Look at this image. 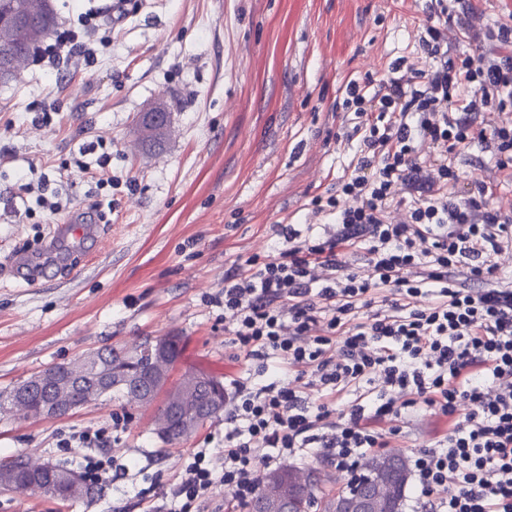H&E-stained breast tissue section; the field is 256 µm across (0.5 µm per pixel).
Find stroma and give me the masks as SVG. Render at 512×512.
I'll return each mask as SVG.
<instances>
[{
    "label": "stroma",
    "instance_id": "obj_1",
    "mask_svg": "<svg viewBox=\"0 0 512 512\" xmlns=\"http://www.w3.org/2000/svg\"><path fill=\"white\" fill-rule=\"evenodd\" d=\"M429 17L426 0H136L108 23L92 66L29 64L0 82V391L146 336L180 337L171 380L188 369L235 378L241 363L214 302L225 270L273 249V225H304L305 204L335 190L357 150L337 134L346 84L400 58L419 63ZM155 105L170 125L150 147L137 122ZM91 145L111 155L108 176L82 172ZM460 167L495 185L490 206L512 204V176L487 153L470 150ZM107 202L94 264L66 252L46 258L38 283L13 280V253L39 254L52 225ZM157 413L109 396L63 417L0 409V461L77 472L84 451L65 440L101 431L110 461L93 497L0 490V512H151L194 451L224 449L223 418L170 444Z\"/></svg>",
    "mask_w": 512,
    "mask_h": 512
}]
</instances>
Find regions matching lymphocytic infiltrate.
Wrapping results in <instances>:
<instances>
[{"label": "lymphocytic infiltrate", "mask_w": 512, "mask_h": 512, "mask_svg": "<svg viewBox=\"0 0 512 512\" xmlns=\"http://www.w3.org/2000/svg\"><path fill=\"white\" fill-rule=\"evenodd\" d=\"M430 9L422 67L345 87L359 146L335 194L310 201L328 224L277 225L275 253L225 271L215 301L243 373L224 395V452L193 453L154 512H202L219 488L244 506L264 467L296 456L351 475L423 411L448 429L412 456L421 512H512V277L493 260L512 216L485 183L459 197L455 162L478 147L512 171V25L480 32L447 0ZM452 26L468 51L449 54ZM99 31L94 14L61 20L34 62L91 65ZM482 110L503 118L476 127ZM361 250L365 272L346 262Z\"/></svg>", "instance_id": "lymphocytic-infiltrate-1"}]
</instances>
